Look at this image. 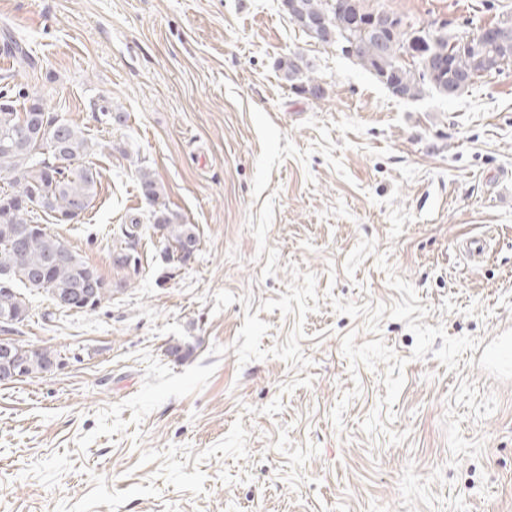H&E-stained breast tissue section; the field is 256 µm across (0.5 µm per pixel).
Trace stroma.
<instances>
[{
    "mask_svg": "<svg viewBox=\"0 0 512 512\" xmlns=\"http://www.w3.org/2000/svg\"><path fill=\"white\" fill-rule=\"evenodd\" d=\"M363 3L457 37L512 22V0ZM7 33L93 145L92 208L50 230L112 297L33 293L0 323L61 361L0 384V512H512V381L475 360L512 326V65L402 99L282 0H0ZM296 54L321 98L284 80ZM143 170L196 228L184 263Z\"/></svg>",
    "mask_w": 512,
    "mask_h": 512,
    "instance_id": "stroma-1",
    "label": "stroma"
}]
</instances>
